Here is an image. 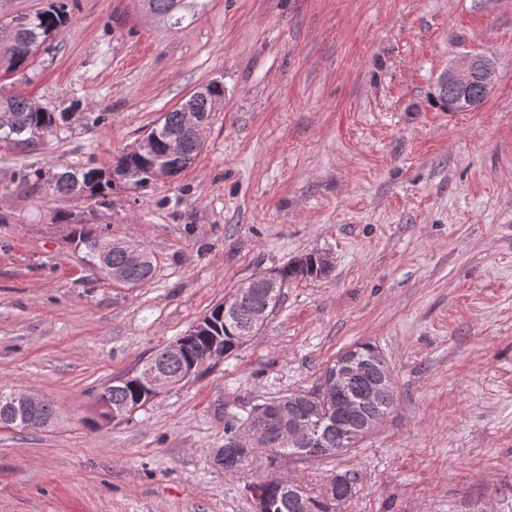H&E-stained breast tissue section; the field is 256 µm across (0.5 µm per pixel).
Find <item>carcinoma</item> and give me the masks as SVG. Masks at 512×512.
<instances>
[{"mask_svg":"<svg viewBox=\"0 0 512 512\" xmlns=\"http://www.w3.org/2000/svg\"><path fill=\"white\" fill-rule=\"evenodd\" d=\"M153 13L162 16L163 22L180 24L191 14L197 0H147ZM69 20L67 0H48V6L34 15H16L0 21V71L9 74L27 65L39 48L55 38ZM207 96L192 100L198 112L212 113L214 107L224 99V87L214 82L206 86ZM457 94L443 87H436V102L445 112H454ZM0 150H35L49 135L59 136L69 131L66 113L54 112L35 101L20 97H0ZM156 135L153 154H130L122 152L110 164L97 166L92 162L74 163L61 169L51 170L43 166H29L19 171L22 183L45 186L55 196L73 197L78 191L95 199L100 206L111 205L112 190L120 185L124 188H143L156 180L158 170L175 176L190 166L198 154L195 133L185 127L183 108L178 107L165 113L150 129ZM104 235L94 229L82 227L77 242L82 250V260L93 267L99 262V244ZM127 243L116 240L108 253L107 261L112 268L122 271V283L129 286L148 282L154 272L153 256L146 247L139 244L142 254L140 265H130L126 258ZM306 263L299 266L292 262L277 270L281 280L316 279L320 270L316 265L318 255L305 256ZM251 292L248 304L234 307L217 303L209 311L210 323L206 330L185 350L174 353L165 347L152 359L151 364L179 378L190 364L200 359L213 342L224 349L228 356L240 347L236 328L250 325L260 313L270 315L280 302L281 294L266 297L263 290L245 285ZM359 355L362 372L354 377L348 394L357 400V407L344 414L336 406V388L322 390L316 397L305 391H295L275 399L264 401L254 409L284 406L288 421L308 424L314 443L306 448L291 447L282 441L284 422L269 416L254 430L248 448L245 449L244 467L258 462L265 463L270 471L252 487L260 493L266 503V512H331L328 501L308 495L300 486L284 482L286 476L279 474L281 464L292 457H333L336 449L349 448L351 443L342 438L341 429H361L370 420L387 416L395 403V397L381 395L376 388L379 374L385 360L379 350L370 343H361L352 349ZM147 391L145 383L137 374L112 380L94 395L104 399L112 409L120 410L132 405ZM10 391L0 387V419L17 417L13 427L20 430L29 428L27 418H35L44 425L51 424L57 416L56 408L46 400L20 408L3 399L1 395Z\"/></svg>","mask_w":512,"mask_h":512,"instance_id":"cac0c4a2","label":"carcinoma"}]
</instances>
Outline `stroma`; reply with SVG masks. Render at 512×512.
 <instances>
[{"label":"stroma","instance_id":"1","mask_svg":"<svg viewBox=\"0 0 512 512\" xmlns=\"http://www.w3.org/2000/svg\"><path fill=\"white\" fill-rule=\"evenodd\" d=\"M468 55L495 63L468 112L433 103ZM224 86L184 171L112 204L20 183L0 150V386L60 411L0 427V512H256L262 466L224 473V422L368 342L395 404L341 456L291 459L310 494L346 473L333 512H512V0H203L170 26L138 0H73L70 20L0 96L70 113L37 157L103 165L208 84ZM105 112L107 123L90 125ZM93 224L147 246L129 288L88 270ZM307 253L261 330L131 417L94 395L174 343L216 303ZM319 254H308L305 255L306 263L303 266H298L295 262H291L287 266L275 271L281 280L282 286L284 282L288 280H302V279H316L320 278V270L316 265V260L318 259Z\"/></svg>","mask_w":512,"mask_h":512}]
</instances>
